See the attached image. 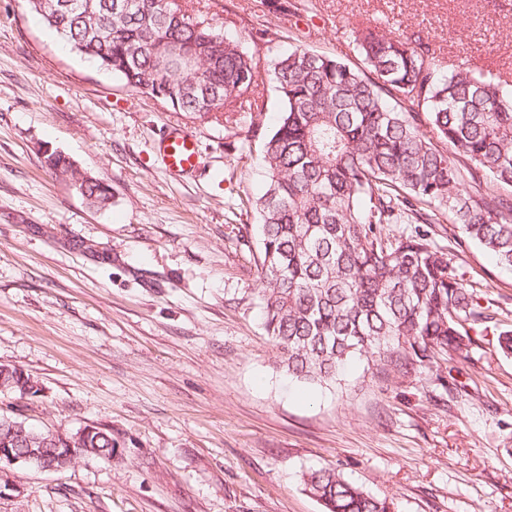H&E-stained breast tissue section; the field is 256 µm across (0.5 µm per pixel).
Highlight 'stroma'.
Returning a JSON list of instances; mask_svg holds the SVG:
<instances>
[{
	"label": "stroma",
	"mask_w": 512,
	"mask_h": 512,
	"mask_svg": "<svg viewBox=\"0 0 512 512\" xmlns=\"http://www.w3.org/2000/svg\"><path fill=\"white\" fill-rule=\"evenodd\" d=\"M263 62L300 46L357 61L383 24L512 82V0H183ZM207 122L100 70L27 9L0 0V364L33 396L0 414L64 434L112 430V458L65 471L0 468V512H322L303 473L324 467L397 512H512V269L435 225L485 319L468 358L433 372L355 358L341 384L278 368L259 317L254 259L261 144L279 108ZM194 131L195 176L170 177L154 144ZM112 188L90 208L45 148Z\"/></svg>",
	"instance_id": "obj_1"
}]
</instances>
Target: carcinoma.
Segmentation results:
<instances>
[{
	"mask_svg": "<svg viewBox=\"0 0 512 512\" xmlns=\"http://www.w3.org/2000/svg\"><path fill=\"white\" fill-rule=\"evenodd\" d=\"M76 52L126 85L202 120L264 111L252 97L269 79L281 110L265 137V187L255 200L263 328L288 378L339 380L365 355L431 371L464 358L465 324L484 317L432 225H457L512 268V85L465 64L443 70L433 44L383 29L355 32L359 63L300 46L269 68L182 0H26ZM46 164L81 182L97 209L111 187L56 151ZM388 224H412L398 235ZM79 447L107 448L95 425ZM324 512H394L334 468L302 476Z\"/></svg>",
	"mask_w": 512,
	"mask_h": 512,
	"instance_id": "cac0c4a2",
	"label": "carcinoma"
}]
</instances>
